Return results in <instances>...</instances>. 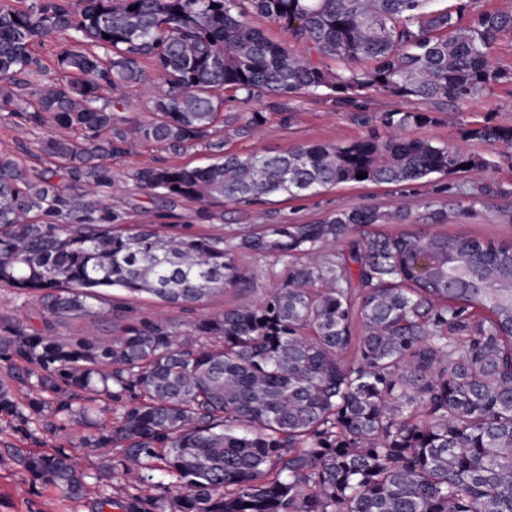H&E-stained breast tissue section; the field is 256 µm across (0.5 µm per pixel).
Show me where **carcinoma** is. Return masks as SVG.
<instances>
[{
	"label": "carcinoma",
	"mask_w": 512,
	"mask_h": 512,
	"mask_svg": "<svg viewBox=\"0 0 512 512\" xmlns=\"http://www.w3.org/2000/svg\"><path fill=\"white\" fill-rule=\"evenodd\" d=\"M28 0L0 6V109L74 130L39 144L56 169L29 174L0 154V283L39 298L45 320L105 316L109 289L191 305L249 283L239 260H288L251 305L226 308L180 335L126 319L109 339L60 341L32 326L0 328V361L35 396L0 412L26 426L46 408L86 419L82 395L122 406L79 447L98 484L156 470L157 495L126 484L127 512H512V241L380 227L406 219L372 207L310 224H262L229 240L181 224H127L112 209L106 160L144 143L201 146L206 166L147 167L133 179L164 207L299 198L348 183L401 184L478 174L483 156L409 138L427 110L387 112L384 137L283 153L224 152V100L263 92L353 101L370 89L422 103L481 97L512 72L489 49L512 14L466 0ZM256 14L290 40L267 39ZM108 37H103V34ZM69 42L61 76L34 44ZM302 41L308 54L295 53ZM331 58L343 64L324 66ZM168 89L148 120L117 112L148 72ZM466 137L512 145V125ZM363 172L367 177L359 179ZM353 228L349 255L330 247ZM361 333L353 335L354 326ZM29 480L67 499L87 475L63 450L25 452Z\"/></svg>",
	"instance_id": "carcinoma-1"
}]
</instances>
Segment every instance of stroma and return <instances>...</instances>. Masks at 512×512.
Masks as SVG:
<instances>
[{"label": "stroma", "mask_w": 512, "mask_h": 512, "mask_svg": "<svg viewBox=\"0 0 512 512\" xmlns=\"http://www.w3.org/2000/svg\"><path fill=\"white\" fill-rule=\"evenodd\" d=\"M224 98V148L241 155L253 152H281L302 144L345 145L371 136L386 135L381 118L391 110L415 111L421 102L395 98L367 90L356 102L336 105L324 93L290 96L265 94L242 101L227 90ZM432 123L410 128L408 137L433 142L455 143L468 151L487 156L491 165L476 176H452L454 194L439 192L437 181L419 180L399 185L347 184L323 190L302 199L273 197L253 204L209 205L189 203L174 211L173 221L191 224L196 230L234 234L243 227L260 224H307L319 221L344 208L375 207L386 212L406 213L404 229L426 233H465L480 238L512 239V145L490 148L484 143L463 139L465 128L480 124L512 123V82L495 86L478 99L442 101L430 107ZM262 113L264 122L250 134H238L246 116ZM42 129L0 110V153L15 156L30 173L50 168L39 150ZM211 154L203 147L174 152L157 144H145L132 154L112 158L115 184L111 190L114 211L131 224H154L161 204L156 197L140 190L132 178L140 168L189 164L203 166ZM250 278L246 288H230L202 304L174 307L148 297H133L120 290L105 294L107 304L125 306L129 317L161 319L176 331H184L204 317L226 308L257 303L267 288L277 283L285 260L251 255L241 259ZM32 325L62 341L83 335L86 323L80 319L42 320L34 297L0 286V326ZM53 415L20 430L16 421L0 419V512H123L121 486L110 494L115 506L101 507L103 493L90 483L82 499L63 498L52 488L32 484L13 458L17 448L50 450L69 448V438L52 431Z\"/></svg>", "instance_id": "1"}]
</instances>
